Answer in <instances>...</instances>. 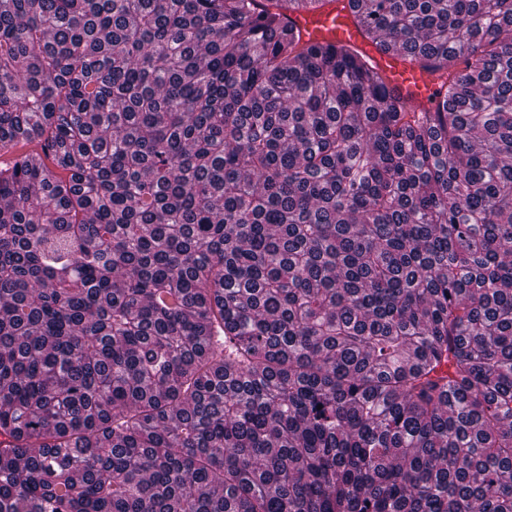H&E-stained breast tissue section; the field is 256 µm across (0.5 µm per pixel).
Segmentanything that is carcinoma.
Returning <instances> with one entry per match:
<instances>
[{
  "instance_id": "carcinoma-1",
  "label": "carcinoma",
  "mask_w": 512,
  "mask_h": 512,
  "mask_svg": "<svg viewBox=\"0 0 512 512\" xmlns=\"http://www.w3.org/2000/svg\"><path fill=\"white\" fill-rule=\"evenodd\" d=\"M322 2L0 0V512H512V0ZM290 25L304 40L312 43H343L367 56L393 88L395 94L411 100L420 109L432 106L433 79L405 55L394 50H378L356 24L345 2H330L318 11L298 10L289 13Z\"/></svg>"
}]
</instances>
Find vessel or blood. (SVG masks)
Here are the masks:
<instances>
[{
    "mask_svg": "<svg viewBox=\"0 0 512 512\" xmlns=\"http://www.w3.org/2000/svg\"><path fill=\"white\" fill-rule=\"evenodd\" d=\"M293 29L303 39L314 43L336 42L367 56L398 97L412 101L419 108L432 105L433 79L405 55L378 50L356 24L346 0H329L318 11L298 10L290 15Z\"/></svg>",
    "mask_w": 512,
    "mask_h": 512,
    "instance_id": "1",
    "label": "vessel or blood"
}]
</instances>
